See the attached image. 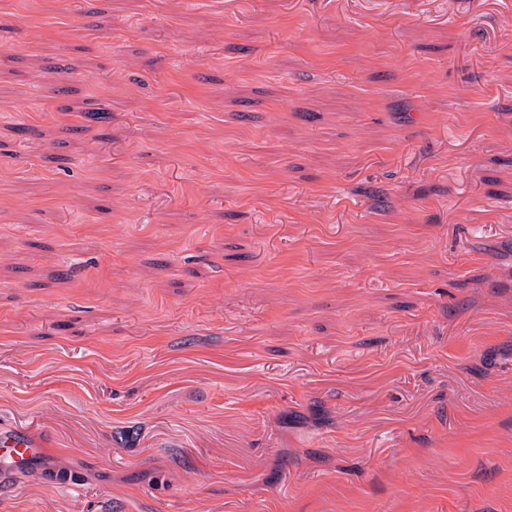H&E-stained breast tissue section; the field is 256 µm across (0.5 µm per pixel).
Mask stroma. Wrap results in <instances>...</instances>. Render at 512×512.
<instances>
[{
    "label": "stroma",
    "mask_w": 512,
    "mask_h": 512,
    "mask_svg": "<svg viewBox=\"0 0 512 512\" xmlns=\"http://www.w3.org/2000/svg\"><path fill=\"white\" fill-rule=\"evenodd\" d=\"M12 429L0 512H512V0H0ZM44 447L42 439L21 430L0 435V462L16 473L27 472L43 455Z\"/></svg>",
    "instance_id": "stroma-1"
}]
</instances>
